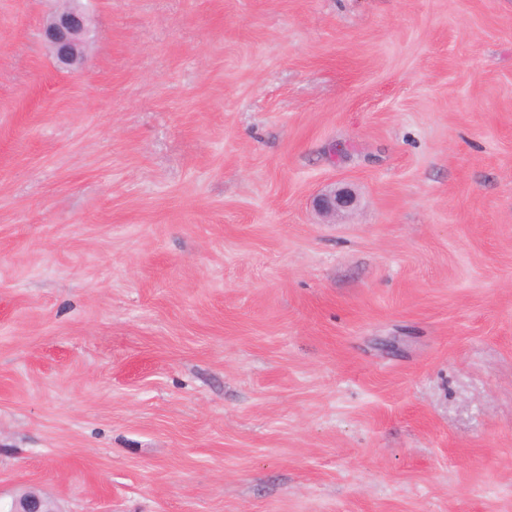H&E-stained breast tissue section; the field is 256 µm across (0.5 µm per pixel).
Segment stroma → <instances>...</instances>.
I'll list each match as a JSON object with an SVG mask.
<instances>
[{
	"label": "stroma",
	"instance_id": "35a3bbf8",
	"mask_svg": "<svg viewBox=\"0 0 512 512\" xmlns=\"http://www.w3.org/2000/svg\"><path fill=\"white\" fill-rule=\"evenodd\" d=\"M81 3L0 0V501L512 512V0ZM79 0L67 2L47 21L43 36L60 68L78 65L84 56V37L87 33L86 13ZM357 202V196L347 185H336L317 196L315 207L318 212L327 218L349 210Z\"/></svg>",
	"mask_w": 512,
	"mask_h": 512
}]
</instances>
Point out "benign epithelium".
Wrapping results in <instances>:
<instances>
[{
	"mask_svg": "<svg viewBox=\"0 0 512 512\" xmlns=\"http://www.w3.org/2000/svg\"><path fill=\"white\" fill-rule=\"evenodd\" d=\"M87 33L86 13L79 0H69L67 6L55 11L47 21L43 36L52 55L61 68L78 65L84 56V37ZM357 196L346 185L334 186L317 196L315 207L327 218L352 208ZM8 512H55L51 501L36 494L26 493L10 503Z\"/></svg>",
	"mask_w": 512,
	"mask_h": 512,
	"instance_id": "1",
	"label": "benign epithelium"
}]
</instances>
